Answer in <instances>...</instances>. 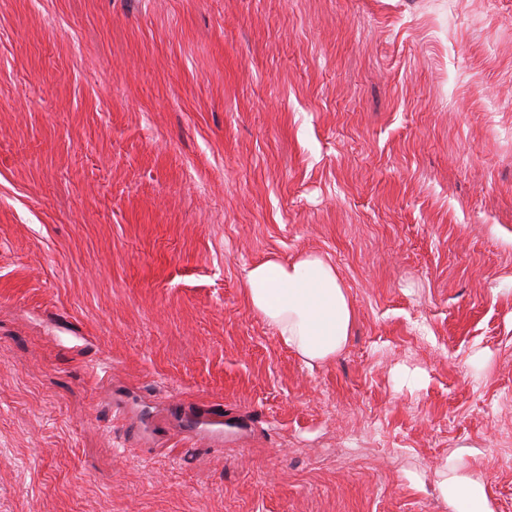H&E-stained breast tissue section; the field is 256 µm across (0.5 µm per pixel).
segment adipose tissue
<instances>
[{"label":"adipose tissue","instance_id":"1","mask_svg":"<svg viewBox=\"0 0 512 512\" xmlns=\"http://www.w3.org/2000/svg\"><path fill=\"white\" fill-rule=\"evenodd\" d=\"M244 286L252 309L307 366L331 361L344 348L352 304L335 266L322 254L254 264ZM438 493L452 512H494L486 479L459 458H449Z\"/></svg>","mask_w":512,"mask_h":512}]
</instances>
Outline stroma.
<instances>
[{
	"mask_svg": "<svg viewBox=\"0 0 512 512\" xmlns=\"http://www.w3.org/2000/svg\"><path fill=\"white\" fill-rule=\"evenodd\" d=\"M310 251L311 369L244 288ZM458 454L512 512V0H0V512H449ZM244 286L252 309L307 366L329 362L344 348L352 304L336 267L322 254L254 264Z\"/></svg>",
	"mask_w": 512,
	"mask_h": 512,
	"instance_id": "1",
	"label": "stroma"
}]
</instances>
